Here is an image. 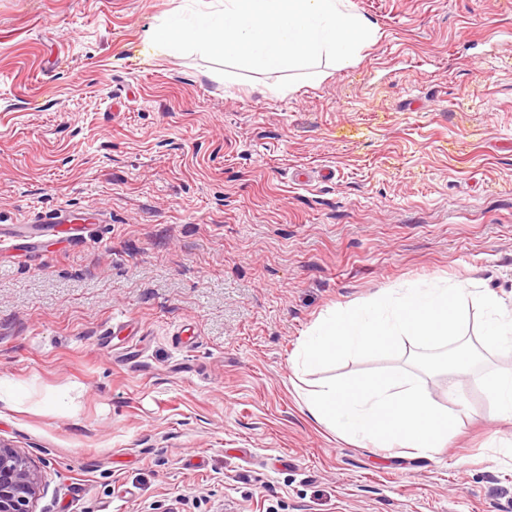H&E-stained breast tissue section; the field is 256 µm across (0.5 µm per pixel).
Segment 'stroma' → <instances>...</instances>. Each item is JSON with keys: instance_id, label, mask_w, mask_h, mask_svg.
I'll return each instance as SVG.
<instances>
[{"instance_id": "35a3bbf8", "label": "stroma", "mask_w": 512, "mask_h": 512, "mask_svg": "<svg viewBox=\"0 0 512 512\" xmlns=\"http://www.w3.org/2000/svg\"><path fill=\"white\" fill-rule=\"evenodd\" d=\"M185 0H0V221L88 218L0 252V440L35 512H512V424L478 372L419 374L432 456L362 447L299 396L409 370L294 372L309 330L391 288L512 309V0H351L374 36L292 92L153 55ZM127 322L112 334L113 318ZM469 369V364L465 359H453L450 365L447 364L443 369V373L447 377V393L448 397L454 399L457 403L462 401L458 391V380L457 378L465 374Z\"/></svg>"}]
</instances>
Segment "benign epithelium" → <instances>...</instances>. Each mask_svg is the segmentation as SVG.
<instances>
[{
    "label": "benign epithelium",
    "mask_w": 512,
    "mask_h": 512,
    "mask_svg": "<svg viewBox=\"0 0 512 512\" xmlns=\"http://www.w3.org/2000/svg\"><path fill=\"white\" fill-rule=\"evenodd\" d=\"M41 479L19 449L0 440V512H34Z\"/></svg>",
    "instance_id": "7a95c632"
}]
</instances>
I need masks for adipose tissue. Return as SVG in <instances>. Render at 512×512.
I'll return each mask as SVG.
<instances>
[{"label": "adipose tissue", "mask_w": 512, "mask_h": 512, "mask_svg": "<svg viewBox=\"0 0 512 512\" xmlns=\"http://www.w3.org/2000/svg\"><path fill=\"white\" fill-rule=\"evenodd\" d=\"M312 418L378 448L428 456L444 446L453 419L408 374L380 373L319 384L305 398Z\"/></svg>", "instance_id": "1"}]
</instances>
